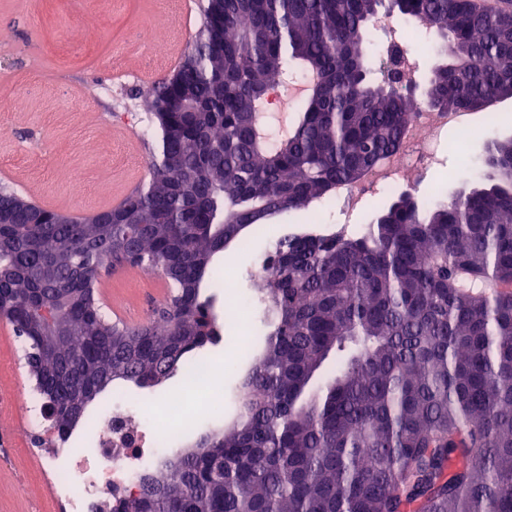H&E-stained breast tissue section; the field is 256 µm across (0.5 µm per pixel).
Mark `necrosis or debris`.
Listing matches in <instances>:
<instances>
[{
  "mask_svg": "<svg viewBox=\"0 0 512 512\" xmlns=\"http://www.w3.org/2000/svg\"><path fill=\"white\" fill-rule=\"evenodd\" d=\"M474 127L467 113L416 105L399 148L389 155V169L369 170L356 182L338 186L336 201L346 210L358 209L380 192L399 186L409 175L429 169L438 145L447 136H454L457 144L466 143ZM190 378L196 396L177 394L158 402L152 409L154 428H146L133 407L115 404L106 409L91 432L100 457L70 455L67 467L57 475L56 488L64 493L73 512H97L101 504L117 502L137 491L145 461L165 447L168 430L182 427L193 411L203 410V389L219 387L213 367L205 359L193 364Z\"/></svg>",
  "mask_w": 512,
  "mask_h": 512,
  "instance_id": "necrosis-or-debris-1",
  "label": "necrosis or debris"
}]
</instances>
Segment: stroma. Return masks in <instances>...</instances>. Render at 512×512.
<instances>
[{
  "label": "stroma",
  "instance_id": "1",
  "mask_svg": "<svg viewBox=\"0 0 512 512\" xmlns=\"http://www.w3.org/2000/svg\"><path fill=\"white\" fill-rule=\"evenodd\" d=\"M201 0H0V189L55 211L90 216L111 209L149 180L154 127L150 101L154 87L173 74L174 60L185 54L201 25ZM160 18L162 33L150 35L146 24ZM83 27L86 38L73 43L67 31ZM512 137V124L482 126L465 152L456 147L439 151L440 166L432 173L412 175L403 189L420 198L431 192L461 187V154L478 160L487 142ZM86 188L81 198L70 193L72 182ZM392 193L368 200L354 213L325 199L311 213L317 226L361 231L387 205ZM301 213L291 211L268 224L252 240L248 253L226 251L222 287L250 293L246 271L271 248L285 228L300 226ZM165 281L144 271L127 278L114 272L102 298L104 313L119 303L148 319L160 306ZM24 346L11 326L0 321V398L10 406L0 413V512H66L55 493L46 460L53 453L36 448L25 453L11 437L29 422L24 408L37 401L35 381L19 374L25 366ZM221 374L218 391L225 420L237 408L239 380L251 363L247 348L221 340L207 353ZM183 377L149 390L113 387L107 403L148 404L187 391Z\"/></svg>",
  "mask_w": 512,
  "mask_h": 512
}]
</instances>
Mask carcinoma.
Listing matches in <instances>:
<instances>
[{"instance_id":"1","label":"carcinoma","mask_w":512,"mask_h":512,"mask_svg":"<svg viewBox=\"0 0 512 512\" xmlns=\"http://www.w3.org/2000/svg\"><path fill=\"white\" fill-rule=\"evenodd\" d=\"M381 9L441 38L422 102L469 112L512 98V16L470 0H207L153 90L145 187L90 217L0 192V319L56 404L50 441L115 383L188 374L224 332L220 254L396 149L415 98L356 92ZM291 69L311 89L271 145L257 114ZM260 265L262 337L235 417L187 433L121 512H512V138L489 141L454 195L403 192L359 234L285 232ZM119 266L166 281L142 324L102 312L97 285ZM47 305L66 326L59 346Z\"/></svg>"}]
</instances>
